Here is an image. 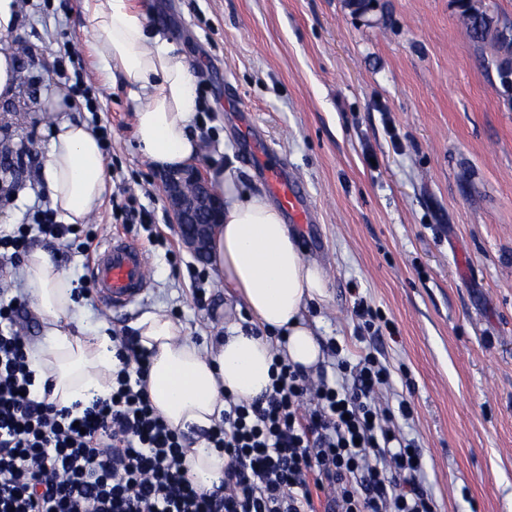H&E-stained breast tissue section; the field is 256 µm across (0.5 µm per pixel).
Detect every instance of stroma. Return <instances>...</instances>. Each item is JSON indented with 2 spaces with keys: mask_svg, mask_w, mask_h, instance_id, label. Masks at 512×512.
Returning a JSON list of instances; mask_svg holds the SVG:
<instances>
[{
  "mask_svg": "<svg viewBox=\"0 0 512 512\" xmlns=\"http://www.w3.org/2000/svg\"><path fill=\"white\" fill-rule=\"evenodd\" d=\"M132 2L196 75L204 171L220 166L240 192L270 197L246 159L258 139L309 196L316 221L296 235L329 296L306 318L350 362L370 350L389 368L381 402H411L398 425L423 452L436 512H512V104L485 65L490 45L469 39L456 0ZM93 44L84 0H19L0 47L17 49L26 82L0 99V137L25 155L0 175L17 191L0 202V225L35 223L50 207L52 103L71 96L66 117L105 135L103 200L51 251L86 335H133L148 311L200 346L231 324L250 330L223 281L181 245L136 143L141 101L99 69ZM129 192L150 222L119 213ZM117 234L142 245L149 282L139 302L109 312L90 269ZM359 297L396 335L364 336Z\"/></svg>",
  "mask_w": 512,
  "mask_h": 512,
  "instance_id": "1",
  "label": "stroma"
}]
</instances>
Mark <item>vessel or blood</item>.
<instances>
[{
    "mask_svg": "<svg viewBox=\"0 0 512 512\" xmlns=\"http://www.w3.org/2000/svg\"><path fill=\"white\" fill-rule=\"evenodd\" d=\"M262 173L292 224L313 223L314 215L307 196L289 179L283 163L263 164ZM92 279L95 292L105 307L120 308L134 303L141 296L148 279L147 260L142 247L128 238L106 240L98 249Z\"/></svg>",
    "mask_w": 512,
    "mask_h": 512,
    "instance_id": "b4317fda",
    "label": "vessel or blood"
}]
</instances>
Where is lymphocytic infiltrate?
Returning <instances> with one entry per match:
<instances>
[{"instance_id": "lymphocytic-infiltrate-1", "label": "lymphocytic infiltrate", "mask_w": 512, "mask_h": 512, "mask_svg": "<svg viewBox=\"0 0 512 512\" xmlns=\"http://www.w3.org/2000/svg\"><path fill=\"white\" fill-rule=\"evenodd\" d=\"M34 230L58 240L74 228L47 210L37 228L1 234L0 250L21 259ZM26 318L17 300L0 306V512H435L423 456L395 424L411 404H379L390 371L373 353L339 363L340 381L284 362L262 397H225L204 432L224 453V479L202 490L181 433L155 412L135 338L117 347L111 397L75 417L51 401V383L34 389Z\"/></svg>"}]
</instances>
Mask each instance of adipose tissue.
Wrapping results in <instances>:
<instances>
[{
  "label": "adipose tissue",
  "mask_w": 512,
  "mask_h": 512,
  "mask_svg": "<svg viewBox=\"0 0 512 512\" xmlns=\"http://www.w3.org/2000/svg\"><path fill=\"white\" fill-rule=\"evenodd\" d=\"M102 69L118 68L125 85L145 98L135 114L141 153L160 171L184 165L199 152L189 132L198 111L191 67L171 45L152 33L131 0H84ZM51 204L69 224L86 223L107 189L101 143L87 125L62 117L52 128L43 169ZM226 199L224 222L211 242L210 264L233 289L262 329L248 335L230 327L212 349L184 338L180 327L159 312L143 314L134 328L151 351L147 391L157 414L174 430L207 427L219 419L225 396L249 402L272 383L276 352L302 370L315 369L322 348L304 312L324 301L328 282L321 266L307 259L280 211L258 196L239 195L222 171L210 177ZM33 311L44 323V342L33 345L37 382L51 380L58 407L109 396L120 362L108 334L77 330L73 285L44 249L31 250L20 271ZM189 478L204 489L224 475V456L197 442L186 454Z\"/></svg>",
  "instance_id": "ef3b65f1"
}]
</instances>
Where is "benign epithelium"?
Here are the masks:
<instances>
[{
	"label": "benign epithelium",
	"instance_id": "obj_1",
	"mask_svg": "<svg viewBox=\"0 0 512 512\" xmlns=\"http://www.w3.org/2000/svg\"><path fill=\"white\" fill-rule=\"evenodd\" d=\"M162 190L182 245L202 258L215 227L224 222V199L215 194L200 164L194 162L161 175Z\"/></svg>",
	"mask_w": 512,
	"mask_h": 512
}]
</instances>
